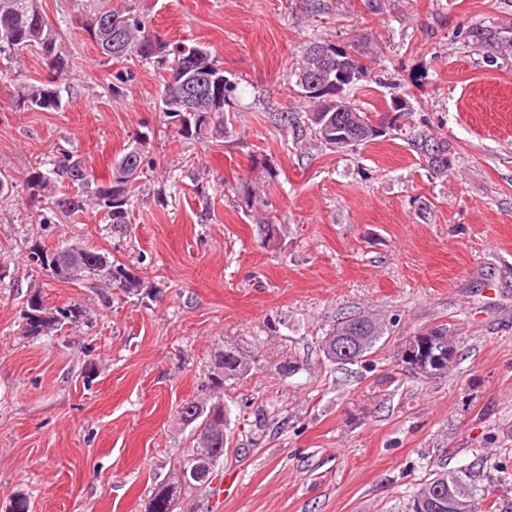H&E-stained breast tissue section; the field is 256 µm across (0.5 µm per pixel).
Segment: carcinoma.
Here are the masks:
<instances>
[{
  "instance_id": "cac0c4a2",
  "label": "carcinoma",
  "mask_w": 512,
  "mask_h": 512,
  "mask_svg": "<svg viewBox=\"0 0 512 512\" xmlns=\"http://www.w3.org/2000/svg\"><path fill=\"white\" fill-rule=\"evenodd\" d=\"M112 15L124 17L119 48L109 51L102 36L94 30L98 17ZM83 29L96 44L103 62L114 59L148 61L161 63L166 75L162 76L160 92L161 109L177 136L183 139L221 138L225 133L224 112L232 107L236 85L224 76L210 52L199 47L182 50L167 62V46L158 36L147 30L145 22L136 9L124 0L121 5H112V0H100L92 12L82 17ZM467 42L488 50V63L498 65L512 56V29L499 25H474L465 36ZM35 51L43 61L47 73L44 79L30 82L23 79V73L9 66L19 52ZM348 57L332 44L314 41L302 52L301 60L290 74L298 92H303L301 81L313 74H322L335 65L336 58ZM0 80L16 84L15 107L20 111L59 112L63 108V95L58 80L70 73L73 59L60 43V33L49 24L35 5L34 0H0ZM312 104L309 121L320 144L336 149H346L370 142L360 137L362 130L355 126L352 117H367L370 112L350 99V90L342 94L308 96ZM413 146L425 157L430 169L437 175L448 172V142L438 138L431 129L425 128L410 135ZM147 153V142L136 140L118 156L111 167V179L103 185L96 181L81 161L64 153L57 159H49L32 168L26 177L29 199L36 201L48 195L55 196L54 204L63 212L75 214L92 204L105 213L109 224L130 223L132 185L124 179L125 166L143 169ZM69 182L81 189L77 194L57 193L56 185ZM26 261L53 279L82 283L89 280H103L109 283L121 281L131 287L135 283L127 280V274L113 264L105 254L84 246L67 245L49 250L34 243L26 247ZM24 334L38 337L47 336L63 325H78L86 318L82 304L71 302L55 310L44 305L39 293L31 294L25 302ZM388 333L384 321L374 316L359 314L341 319L321 338L320 350L326 360L328 347L336 336H355L353 359L359 362L371 355L377 344ZM456 358L453 333L447 325L426 330L424 344L412 354V369L419 376L429 379L448 372ZM258 359L242 353L237 347L224 349L219 355V371L209 378L210 387L217 395L207 406L188 403L182 407V418L195 425L193 445L178 460V474L192 466L189 455L198 452L201 458L196 463H206L217 470L224 461V428L228 410L224 407V382L248 375ZM212 432L213 437L202 442L199 430ZM212 478H201L189 482L177 479L158 485L145 512H177L182 495L210 485ZM441 488L444 508L440 512H489L486 509L489 493L478 487L466 473L435 472L419 483L409 512H416L419 499L434 494Z\"/></svg>"
}]
</instances>
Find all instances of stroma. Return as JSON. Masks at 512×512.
<instances>
[{"instance_id":"obj_1","label":"stroma","mask_w":512,"mask_h":512,"mask_svg":"<svg viewBox=\"0 0 512 512\" xmlns=\"http://www.w3.org/2000/svg\"><path fill=\"white\" fill-rule=\"evenodd\" d=\"M132 4L167 42L206 47L236 84L229 132L179 138L152 62L113 97L122 65L101 64L76 22L91 0H39L75 67L59 112L16 111L0 82V172L17 183L0 198V512L16 493L31 512H144L190 446L181 408L213 398L227 345L266 366L225 382L223 469L180 512H407L430 473L466 468L482 486L512 472V64L487 65L462 37L512 26V0ZM311 41L368 67L352 91L362 106L382 116L405 96L401 124L447 140V175L391 131L351 150L316 141L309 103L286 82ZM141 132L151 166L129 223L28 202L39 162L66 150L104 183ZM244 181L257 190L250 209ZM29 243L106 252L137 287L53 280L27 264ZM35 291L52 308L81 303L88 322L24 336ZM358 313L392 321L390 336L365 361H327L320 337ZM444 323L459 338L456 367L404 373L401 344ZM286 357L297 374L273 372Z\"/></svg>"}]
</instances>
